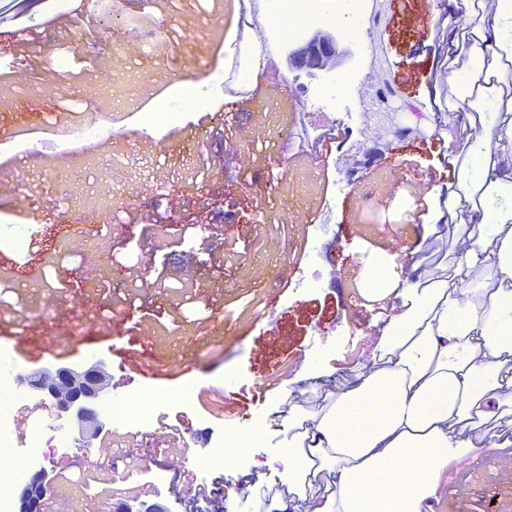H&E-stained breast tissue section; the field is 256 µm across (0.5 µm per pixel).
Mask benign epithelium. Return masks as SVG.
<instances>
[{
    "label": "benign epithelium",
    "mask_w": 512,
    "mask_h": 512,
    "mask_svg": "<svg viewBox=\"0 0 512 512\" xmlns=\"http://www.w3.org/2000/svg\"><path fill=\"white\" fill-rule=\"evenodd\" d=\"M335 59L336 36L319 31L302 48L289 55L291 67L308 71L334 67ZM28 385L47 393L63 411H75L77 419L84 424L85 432L93 433L99 427L93 404L107 386L103 370L76 372L62 368L54 373H41L30 379ZM42 489L40 479H35L22 495L21 512H36Z\"/></svg>",
    "instance_id": "obj_1"
}]
</instances>
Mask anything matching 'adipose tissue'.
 <instances>
[{"instance_id": "obj_1", "label": "adipose tissue", "mask_w": 512, "mask_h": 512, "mask_svg": "<svg viewBox=\"0 0 512 512\" xmlns=\"http://www.w3.org/2000/svg\"><path fill=\"white\" fill-rule=\"evenodd\" d=\"M473 139L478 185L511 191L512 119ZM464 222L450 274L413 264L369 361L289 390L287 415L269 421L281 452L228 498L252 512H427L448 462L512 446V216L453 207L432 233Z\"/></svg>"}]
</instances>
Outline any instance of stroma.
<instances>
[{"instance_id":"35a3bbf8","label":"stroma","mask_w":512,"mask_h":512,"mask_svg":"<svg viewBox=\"0 0 512 512\" xmlns=\"http://www.w3.org/2000/svg\"><path fill=\"white\" fill-rule=\"evenodd\" d=\"M370 48L359 56L354 42L338 37L344 55L333 75L359 70L361 117L316 109V74L291 69L287 43L275 58L287 85L248 76L238 86L250 98L247 112L231 111L220 87L226 43L241 26L238 0H153L146 10L112 8L102 0H0V34L39 23V54L27 62L28 80L14 75L15 55L0 50V170L19 184L0 201V346L12 347L16 375L31 378L68 367L103 365L111 380L105 397L134 392L156 395L167 423L206 436L195 455L209 457L225 423L199 405L210 386L230 380L249 413V426L287 409L286 395L302 371L348 372L369 358L376 334L387 323L396 295L370 303L368 274L384 265L394 283L409 277L414 262L448 265L450 244L435 247L429 227L450 203L472 192L476 174L459 162L454 174L442 165V143L469 117L497 127L505 119L502 90L461 107L448 92V71L437 61L448 43L441 27H413L398 19L393 0H372ZM92 15L91 31L59 27L57 14ZM165 33L169 48L157 57L152 44ZM114 71L100 73L99 57ZM96 85L97 111L106 130L139 127L143 113L162 109L169 126L133 144L114 142L110 151H87L78 168L63 163L57 148L78 123L87 84ZM392 88L387 106L374 90ZM205 103L187 108L185 96ZM465 109L447 123L449 111ZM334 130L328 163L312 158V146ZM182 141L168 148L169 135ZM51 140L39 163L19 166L25 145ZM420 142L405 161L392 158L400 143ZM238 185L236 193L225 183ZM180 191L172 209L171 191ZM430 211L410 223L418 197ZM91 207L99 220L72 236L65 213ZM40 226V253L28 250L26 233ZM245 242L241 256L226 257V228ZM293 268L291 280L282 277ZM210 296L182 294L203 280ZM138 286L142 305L128 310L130 338L147 334L149 347L167 365L144 378L120 369L108 338L58 347L32 361L15 351L17 338L53 335L70 325L88 332V309L110 320L119 292ZM287 363L279 388L258 396L268 368ZM195 389L197 402L181 399ZM98 469L54 451L45 485L56 512H116L159 504L167 512H193L198 490L225 480L223 470L202 471L197 483L183 477L182 459L157 446L152 429L134 434L103 423L90 443ZM134 454V481L113 468L115 452ZM163 471L164 482L154 474ZM434 512H512V447L481 448L469 467L448 464L438 481Z\"/></svg>"}]
</instances>
